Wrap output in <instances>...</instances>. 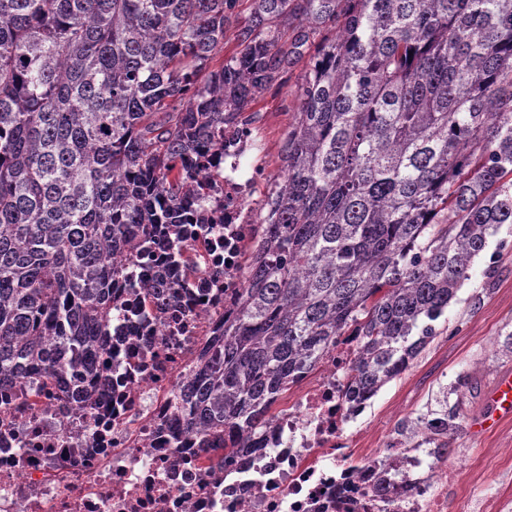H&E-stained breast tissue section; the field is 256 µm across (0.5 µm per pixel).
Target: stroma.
Returning <instances> with one entry per match:
<instances>
[{
  "label": "stroma",
  "mask_w": 512,
  "mask_h": 512,
  "mask_svg": "<svg viewBox=\"0 0 512 512\" xmlns=\"http://www.w3.org/2000/svg\"><path fill=\"white\" fill-rule=\"evenodd\" d=\"M304 72L296 66L288 79L256 102L252 147L246 162L261 166L263 177L250 198L252 223H259L261 202L281 180L279 153L297 109L295 86ZM439 336L401 377L385 385L371 408L350 426L356 461L383 455L396 431L410 417L435 403L445 385H457L449 403L460 406L461 430L448 464L457 479L448 486V512H483L485 502L512 512V418L483 434L474 423L486 409V394L497 377L512 371V352L503 343L512 335V225H503L471 269V278L438 321Z\"/></svg>",
  "instance_id": "obj_1"
}]
</instances>
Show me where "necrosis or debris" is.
<instances>
[{"instance_id":"obj_1","label":"necrosis or debris","mask_w":512,"mask_h":512,"mask_svg":"<svg viewBox=\"0 0 512 512\" xmlns=\"http://www.w3.org/2000/svg\"><path fill=\"white\" fill-rule=\"evenodd\" d=\"M224 178V205L210 207L197 236L181 250L196 269L160 308L143 302L167 269V238L152 258L122 255L114 282L117 306L109 350L82 378L80 399L29 387H0V512H447L443 488L453 468L423 470L397 487L382 484L379 460L353 469L348 428L362 412L346 395L360 345L339 337L314 373L288 393L249 462L223 464L186 431L176 405L187 360L222 325L241 286L250 230L247 203L260 168Z\"/></svg>"}]
</instances>
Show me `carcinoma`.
<instances>
[{
  "mask_svg": "<svg viewBox=\"0 0 512 512\" xmlns=\"http://www.w3.org/2000/svg\"><path fill=\"white\" fill-rule=\"evenodd\" d=\"M240 6L0 0V384L29 372L67 393L93 372L112 256L202 223L226 134H251L257 99L307 57L241 288L177 393L202 447L245 459L337 337H361L349 397L400 377L512 225V0ZM440 394L405 427L434 434L417 466L456 441Z\"/></svg>",
  "mask_w": 512,
  "mask_h": 512,
  "instance_id": "1",
  "label": "carcinoma"
}]
</instances>
